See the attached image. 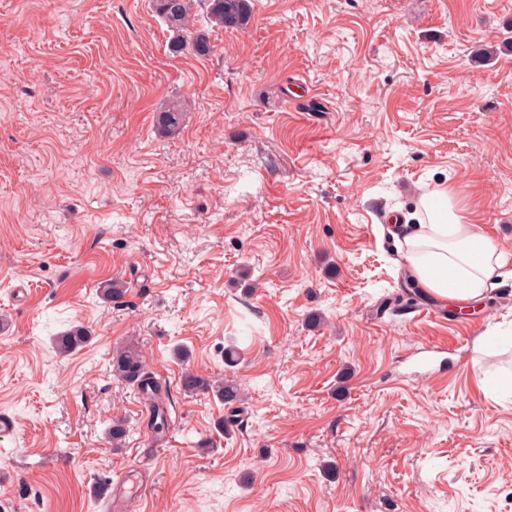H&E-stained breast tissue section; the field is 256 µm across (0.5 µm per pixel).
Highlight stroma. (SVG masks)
<instances>
[{
    "label": "stroma",
    "instance_id": "1",
    "mask_svg": "<svg viewBox=\"0 0 512 512\" xmlns=\"http://www.w3.org/2000/svg\"><path fill=\"white\" fill-rule=\"evenodd\" d=\"M194 24L209 55L171 52L152 0H0V512H107L131 468L127 512H512V287L452 316L390 232L445 189L512 256V0ZM75 324L91 341L58 353ZM129 342L166 434L112 377ZM186 368L238 382L236 425ZM185 105L179 101L172 102L155 116L156 127L166 135L177 134L185 119ZM111 366L114 379L134 387L136 384L140 391L154 397V401L161 398L163 391L169 397L167 384L149 367L134 344L117 347L112 354ZM128 472L124 471L119 476L116 482L110 481L108 486L105 489L106 501L108 508L114 512H122L125 510L124 503L127 498L125 483L128 481Z\"/></svg>",
    "mask_w": 512,
    "mask_h": 512
}]
</instances>
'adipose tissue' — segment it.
<instances>
[{"label": "adipose tissue", "instance_id": "ef3b65f1", "mask_svg": "<svg viewBox=\"0 0 512 512\" xmlns=\"http://www.w3.org/2000/svg\"><path fill=\"white\" fill-rule=\"evenodd\" d=\"M414 218L415 226L398 234V247L413 277L431 293L467 306L512 285V258L496 250L447 191L423 195Z\"/></svg>", "mask_w": 512, "mask_h": 512}]
</instances>
